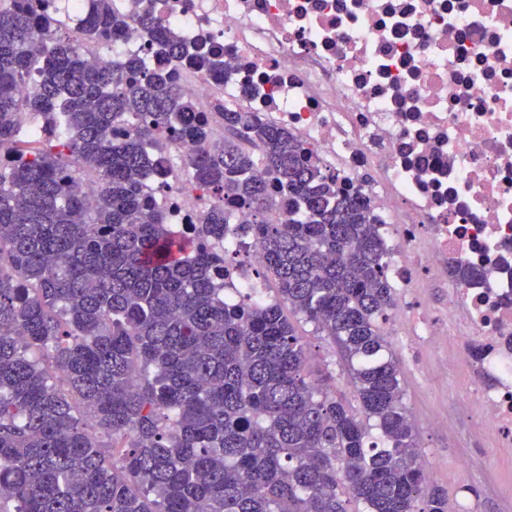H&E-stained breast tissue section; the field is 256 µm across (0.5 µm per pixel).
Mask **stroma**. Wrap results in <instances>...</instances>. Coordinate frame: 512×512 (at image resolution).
Wrapping results in <instances>:
<instances>
[{
  "instance_id": "1",
  "label": "stroma",
  "mask_w": 512,
  "mask_h": 512,
  "mask_svg": "<svg viewBox=\"0 0 512 512\" xmlns=\"http://www.w3.org/2000/svg\"><path fill=\"white\" fill-rule=\"evenodd\" d=\"M406 306L403 291H396V310L384 330L400 361L405 401L419 432L430 480L447 491L448 512H504L512 502V457L479 446L458 404L467 381L455 369L440 367L448 356L447 340H416L412 320L398 315ZM297 331L308 347L312 369L332 372L336 391L350 394L331 341L302 321Z\"/></svg>"
}]
</instances>
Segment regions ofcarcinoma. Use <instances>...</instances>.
Returning a JSON list of instances; mask_svg holds the SVG:
<instances>
[{"label": "carcinoma", "mask_w": 512, "mask_h": 512, "mask_svg": "<svg viewBox=\"0 0 512 512\" xmlns=\"http://www.w3.org/2000/svg\"><path fill=\"white\" fill-rule=\"evenodd\" d=\"M139 23L152 72L91 63L61 13L0 0V512H448L384 333L395 289L365 204L254 112L224 110L214 139L175 65L224 61L150 9ZM124 29L96 0L80 38ZM24 114L62 135H22ZM166 134L197 145L185 167L213 199L198 224L144 191ZM238 233L274 300L224 295L208 243ZM285 305L336 345L361 413L308 369Z\"/></svg>", "instance_id": "obj_1"}]
</instances>
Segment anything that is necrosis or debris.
<instances>
[{
  "label": "necrosis or debris",
  "mask_w": 512,
  "mask_h": 512,
  "mask_svg": "<svg viewBox=\"0 0 512 512\" xmlns=\"http://www.w3.org/2000/svg\"><path fill=\"white\" fill-rule=\"evenodd\" d=\"M147 8L223 57L219 74L180 69L214 136L226 109L287 129L340 190L364 197L398 287L486 269L449 296L448 364L470 381L460 404L477 430L512 455V0H112L128 25L87 56L154 67ZM193 148L170 140L149 181L172 224L211 206L184 167ZM224 254L226 286L263 300L255 242L233 239Z\"/></svg>",
  "instance_id": "1"
}]
</instances>
